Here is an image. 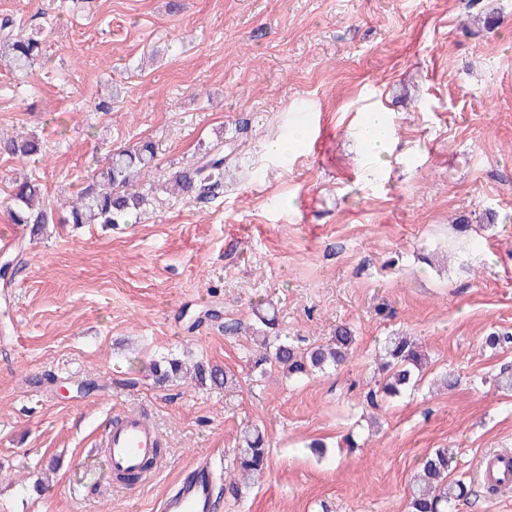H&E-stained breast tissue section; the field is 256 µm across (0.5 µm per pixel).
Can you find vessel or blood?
Listing matches in <instances>:
<instances>
[{
    "label": "vessel or blood",
    "instance_id": "vessel-or-blood-1",
    "mask_svg": "<svg viewBox=\"0 0 512 512\" xmlns=\"http://www.w3.org/2000/svg\"><path fill=\"white\" fill-rule=\"evenodd\" d=\"M159 438L158 432L138 415L128 414L106 433L103 445L110 471H124L138 466L150 454ZM477 479L488 488L504 492L512 488V452L483 454L476 467ZM213 482L207 467L193 471L163 499L159 512H211Z\"/></svg>",
    "mask_w": 512,
    "mask_h": 512
}]
</instances>
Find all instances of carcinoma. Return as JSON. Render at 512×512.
Wrapping results in <instances>:
<instances>
[{
  "label": "carcinoma",
  "mask_w": 512,
  "mask_h": 512,
  "mask_svg": "<svg viewBox=\"0 0 512 512\" xmlns=\"http://www.w3.org/2000/svg\"><path fill=\"white\" fill-rule=\"evenodd\" d=\"M42 54V40L32 34L24 35L0 28V60L20 74L33 70ZM41 151L40 142L32 136H11L0 140V154L6 153L18 159H29ZM154 145L144 142L136 147L111 153L96 178L87 184L72 202L65 224H125L134 212L149 205L148 196L136 191L135 186L153 168ZM227 157L217 150L204 153L191 168L174 173L171 190L184 195L199 196L224 182V163ZM10 209L12 223L39 228L54 222L53 216L41 201L38 184L23 178L15 182ZM22 271L21 261L6 260L0 265V279L9 284ZM255 323L249 326L251 339L260 353L254 366L275 364L290 377L302 378L315 372L337 369L350 357L356 336L353 330L341 325L323 344L302 349L288 339L275 335L277 321L274 314L258 310ZM427 365L425 352L408 336H388L384 339L378 372L383 382L377 390L368 392L370 402L377 393L384 398L401 396L417 386ZM155 380L164 385L179 378L182 364L177 358L155 362L152 366ZM198 384L230 387L232 376L224 369L198 362L194 366ZM268 448L256 426H247L240 432L238 448L234 449L232 466L239 478L224 480L218 493L227 498H237L242 487L258 479L266 468ZM455 453L451 448H437L421 459L416 477L417 487L408 503V512H451L452 501L465 494L463 481L456 486L445 484L448 474L455 470Z\"/></svg>",
  "instance_id": "cac0c4a2"
}]
</instances>
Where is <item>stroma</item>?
<instances>
[{"mask_svg": "<svg viewBox=\"0 0 512 512\" xmlns=\"http://www.w3.org/2000/svg\"><path fill=\"white\" fill-rule=\"evenodd\" d=\"M1 19L39 34L45 59L25 75L0 64V135L42 144L0 155V230L19 174L59 218L110 151L149 141L156 157L135 223L16 228L0 512H158L197 465L229 466L247 423L267 467L214 512H407L437 448L455 449L467 486L452 512H512L475 477L484 452L512 449V389L496 382L512 346L483 345L512 332V0H0ZM370 111L393 129L377 160ZM220 141L234 146L222 193L163 192ZM259 306L304 348L349 325V361L302 379L252 369L249 335L222 325ZM396 333L430 363L374 406ZM171 354L231 370L240 390L156 384L150 366ZM445 370L460 377L449 391L433 385ZM128 411L166 451L152 480L116 486L94 447ZM41 151L40 142L32 136L7 137L0 140V154L6 153L18 159H30Z\"/></svg>", "mask_w": 512, "mask_h": 512, "instance_id": "obj_1", "label": "stroma"}]
</instances>
